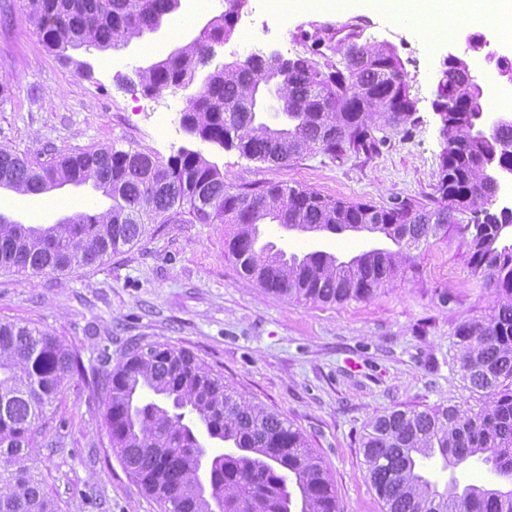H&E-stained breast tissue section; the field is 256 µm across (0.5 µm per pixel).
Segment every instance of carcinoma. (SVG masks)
I'll use <instances>...</instances> for the list:
<instances>
[{"label": "carcinoma", "instance_id": "cac0c4a2", "mask_svg": "<svg viewBox=\"0 0 512 512\" xmlns=\"http://www.w3.org/2000/svg\"><path fill=\"white\" fill-rule=\"evenodd\" d=\"M28 19L60 60L68 49L116 48L156 31L176 0H27ZM230 9L175 54L137 72L141 89L190 83L212 44L231 34ZM446 147L435 186L436 206L395 200L388 207L324 197L270 184L232 190L224 173L199 152L183 149L167 161L114 146L67 155L26 154L0 146V187L39 194L88 182L112 199L105 212H83L47 227L0 220V269L58 273L93 266L103 257L187 213L200 224H233L226 242L242 274L269 293L321 303L362 301L404 274L411 251L453 227L467 237L471 274L496 295L489 315L468 319L454 332L466 389L482 397L422 410L392 409L375 417L362 437L369 480L386 512H512V213L492 205L491 177L512 165V125L478 134L475 106L485 99L470 65H449ZM288 112L287 126L268 127L254 110L267 82ZM399 59L381 44L351 42L339 64L296 57L286 69L261 59L210 73L189 100L182 123L193 136L263 163L283 164L319 150L334 157L371 153L373 130L413 121ZM473 207L483 221L456 223ZM269 219L303 232H380L398 249H373L347 262L317 251L299 258L256 248L258 224ZM86 376L78 354L45 331L0 323V512H60L46 480L31 465L33 440L63 381ZM102 395L109 441L133 480L170 512H336V494L320 459L299 429L246 399L224 376L187 350L166 344L134 346L111 371L91 373ZM147 389L157 401L139 403ZM233 446L206 459L197 431ZM155 448L169 452L159 456ZM440 455L458 465L477 457L502 486L456 480L442 492L417 469V458Z\"/></svg>", "mask_w": 512, "mask_h": 512}]
</instances>
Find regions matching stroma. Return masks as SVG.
<instances>
[{
    "mask_svg": "<svg viewBox=\"0 0 512 512\" xmlns=\"http://www.w3.org/2000/svg\"><path fill=\"white\" fill-rule=\"evenodd\" d=\"M0 12V145L19 153H69L113 145L168 160L181 147L215 162L232 186L277 183L350 202L432 206L445 140L432 110L448 50L470 57L461 16L446 22L371 7L330 8L306 0L280 22L265 0H246L232 34L211 64L185 88L151 97L127 77L184 45L201 19L223 13L224 0H181L152 34L106 51L74 50L61 62L40 41L26 0ZM356 21L360 39L394 48L416 113L412 123L375 130L376 152L331 157L313 151L285 164L258 162L237 150L192 138L181 116L211 71L278 51L320 61L345 42L341 25ZM94 67L93 77L75 61ZM110 198L92 184L38 195L0 188V215L18 224H55L76 212L105 211ZM230 224L150 225L140 241L100 264L66 275L0 271V322L36 327L78 350L85 369L109 370L131 345L168 344L192 352L226 383L299 428L333 481L338 512H385L363 461L362 437L375 416L404 407L468 403L454 330L488 315L492 290L481 287L456 231L413 252V267L370 299L341 304L295 301L247 280L224 241ZM259 241L285 254L325 251L347 261L392 248L368 231L301 232L259 227ZM451 303H442V295ZM34 467L61 512H160L112 452L100 394L79 376L65 380L37 437ZM445 489L497 485L490 467L472 459L454 468L441 458L422 463Z\"/></svg>",
    "mask_w": 512,
    "mask_h": 512,
    "instance_id": "stroma-1",
    "label": "stroma"
}]
</instances>
